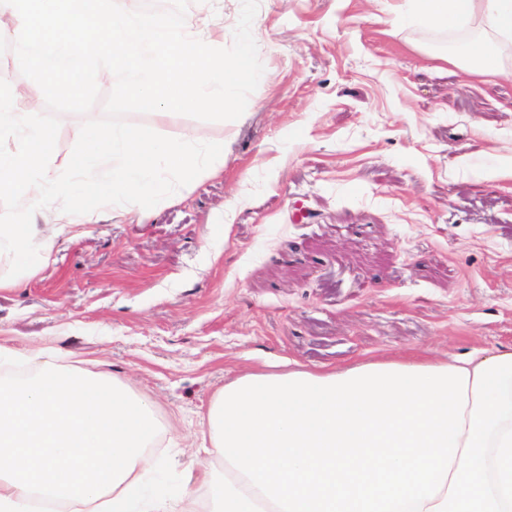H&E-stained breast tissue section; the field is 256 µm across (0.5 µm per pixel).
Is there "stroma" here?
Instances as JSON below:
<instances>
[{
	"instance_id": "obj_1",
	"label": "stroma",
	"mask_w": 512,
	"mask_h": 512,
	"mask_svg": "<svg viewBox=\"0 0 512 512\" xmlns=\"http://www.w3.org/2000/svg\"><path fill=\"white\" fill-rule=\"evenodd\" d=\"M404 0H260L264 71L244 114L130 113L224 146L218 173L152 208L59 233L0 290V346L42 349L150 398L162 455L199 465L197 421L241 373L445 358L512 343V56L468 77L396 26ZM64 113L51 159L65 169Z\"/></svg>"
}]
</instances>
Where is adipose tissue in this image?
Wrapping results in <instances>:
<instances>
[{
  "instance_id": "ef3b65f1",
  "label": "adipose tissue",
  "mask_w": 512,
  "mask_h": 512,
  "mask_svg": "<svg viewBox=\"0 0 512 512\" xmlns=\"http://www.w3.org/2000/svg\"><path fill=\"white\" fill-rule=\"evenodd\" d=\"M457 33L448 57L493 75L512 0H407ZM152 404L120 381L44 362L0 379V512H512V344L445 359L248 373L202 422L209 465L155 456ZM180 469L176 496L149 476Z\"/></svg>"
}]
</instances>
